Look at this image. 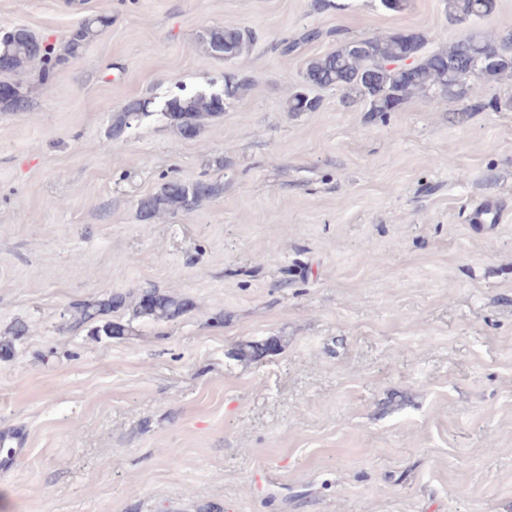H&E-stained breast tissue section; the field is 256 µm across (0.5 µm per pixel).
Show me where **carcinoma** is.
Wrapping results in <instances>:
<instances>
[{
  "mask_svg": "<svg viewBox=\"0 0 512 512\" xmlns=\"http://www.w3.org/2000/svg\"><path fill=\"white\" fill-rule=\"evenodd\" d=\"M496 0H448L449 14L458 20L492 14ZM107 24V18H88L70 33L66 55L72 58L82 53L85 46ZM254 39L250 30L232 24L211 29L205 40L206 50L216 57L236 58ZM366 49L351 50L352 39H342L333 52L311 60L305 69L302 82L286 102L289 112H313L319 99L311 96L314 88H334L355 97L368 105L370 112H393L413 94L440 93L448 98L464 95L470 80L486 81L512 74V33L491 39L480 33H471L449 48L422 54L425 37L414 31L395 32L385 36L362 37ZM413 53L411 71L404 73L400 65ZM9 58V64L0 67V74L15 75L24 72L32 62L40 60L45 65L44 75L61 64L52 57L51 49L44 46L28 28L17 25L9 30V37L0 41V54ZM249 88V82L234 73L224 75V85L216 91H199L175 95L167 99L161 109L166 120L184 137L196 136L205 122L224 112L225 102L239 99ZM149 102L131 100L113 119L109 138L118 139L131 127L132 122L147 113ZM223 187L216 182L169 181L140 199V218L151 222L167 214L193 211L204 199L220 196ZM132 308L133 317L155 321H170L183 315L189 308L184 299L162 294L155 289L141 291L133 300L122 293L74 306V326H92L95 332L106 336H125L129 326L104 320L119 309ZM25 326L16 324L10 337L0 339V357L14 352L15 341L24 335ZM269 348L279 349V344L239 345L236 357L245 361L259 359Z\"/></svg>",
  "mask_w": 512,
  "mask_h": 512,
  "instance_id": "obj_1",
  "label": "carcinoma"
}]
</instances>
